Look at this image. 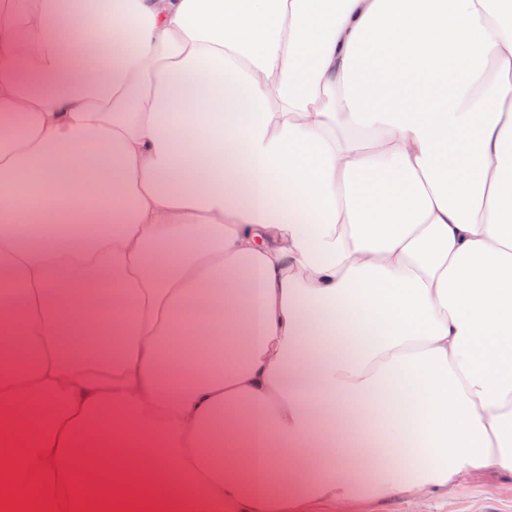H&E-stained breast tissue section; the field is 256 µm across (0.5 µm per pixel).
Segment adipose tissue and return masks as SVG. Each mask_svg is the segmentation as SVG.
<instances>
[{
	"instance_id": "adipose-tissue-1",
	"label": "adipose tissue",
	"mask_w": 512,
	"mask_h": 512,
	"mask_svg": "<svg viewBox=\"0 0 512 512\" xmlns=\"http://www.w3.org/2000/svg\"><path fill=\"white\" fill-rule=\"evenodd\" d=\"M0 278V512L512 477V0H0Z\"/></svg>"
}]
</instances>
